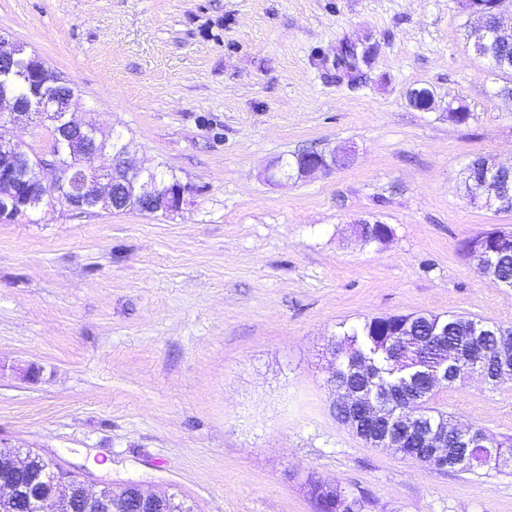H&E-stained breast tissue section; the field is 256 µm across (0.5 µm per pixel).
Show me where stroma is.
Returning a JSON list of instances; mask_svg holds the SVG:
<instances>
[{
  "instance_id": "obj_1",
  "label": "stroma",
  "mask_w": 512,
  "mask_h": 512,
  "mask_svg": "<svg viewBox=\"0 0 512 512\" xmlns=\"http://www.w3.org/2000/svg\"><path fill=\"white\" fill-rule=\"evenodd\" d=\"M470 22L465 0H0V35L72 87L73 118L191 189L165 215L81 213L51 188L0 223V443L196 512H316L313 480L364 512H512V466L437 471L330 409L342 327L512 324V288L460 250L512 228L465 187L474 157L512 161V74L467 50ZM350 44L374 56L340 81ZM305 151L349 162L276 175ZM360 220L391 237L362 241ZM435 401L512 438V381Z\"/></svg>"
}]
</instances>
